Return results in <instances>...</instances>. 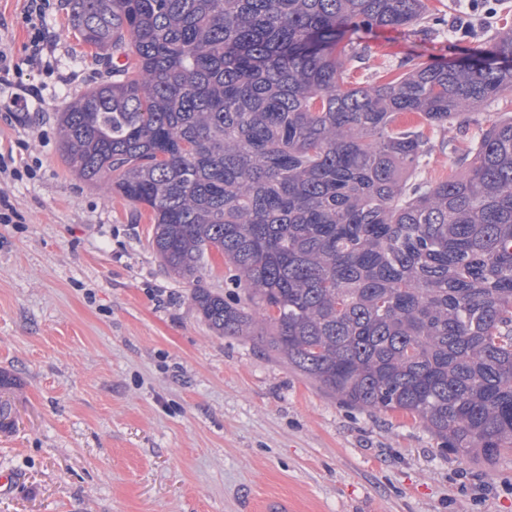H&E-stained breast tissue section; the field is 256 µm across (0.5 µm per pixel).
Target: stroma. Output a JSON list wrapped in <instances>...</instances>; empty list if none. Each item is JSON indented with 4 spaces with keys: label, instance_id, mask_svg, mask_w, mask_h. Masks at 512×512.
Masks as SVG:
<instances>
[{
    "label": "stroma",
    "instance_id": "1",
    "mask_svg": "<svg viewBox=\"0 0 512 512\" xmlns=\"http://www.w3.org/2000/svg\"><path fill=\"white\" fill-rule=\"evenodd\" d=\"M53 0L30 46L27 0H0V47L22 69L0 85V370L16 424L0 431V512H512V453L481 464L442 450L417 419L348 407L261 345L219 336L160 267L148 213L80 179L57 117L103 78ZM431 0L414 29L363 34L351 76L402 59L466 58L512 0ZM35 99L26 109L15 96ZM512 91L431 131L421 176L461 167Z\"/></svg>",
    "mask_w": 512,
    "mask_h": 512
}]
</instances>
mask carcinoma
I'll use <instances>...</instances> for the list:
<instances>
[{
  "instance_id": "obj_1",
  "label": "carcinoma",
  "mask_w": 512,
  "mask_h": 512,
  "mask_svg": "<svg viewBox=\"0 0 512 512\" xmlns=\"http://www.w3.org/2000/svg\"><path fill=\"white\" fill-rule=\"evenodd\" d=\"M428 0H73L106 80L59 116L65 163L149 212L166 270L341 403L512 452V116L420 178L425 128L512 90V27L464 60L351 81L377 27ZM124 57L122 65L115 63ZM217 255L238 292L200 285Z\"/></svg>"
}]
</instances>
